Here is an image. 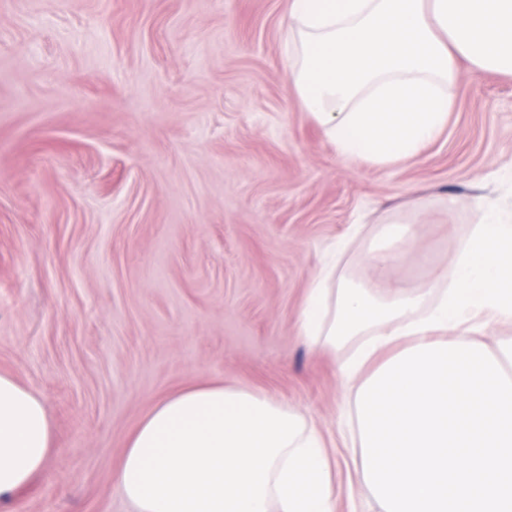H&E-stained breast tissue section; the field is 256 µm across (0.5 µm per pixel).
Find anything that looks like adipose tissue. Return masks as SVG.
<instances>
[{
	"mask_svg": "<svg viewBox=\"0 0 512 512\" xmlns=\"http://www.w3.org/2000/svg\"><path fill=\"white\" fill-rule=\"evenodd\" d=\"M291 84L338 158L392 165L416 156L448 123L460 61L512 75V0H290ZM412 225H379L366 259L385 277ZM512 212L487 208L431 287L382 297L313 278L300 315L309 343L356 344L340 374L364 383L379 352L472 344L489 322L512 323ZM52 433L42 400L0 375V498L41 473ZM336 459L317 427L263 393L190 386L160 401L130 437L116 476L137 512H336Z\"/></svg>",
	"mask_w": 512,
	"mask_h": 512,
	"instance_id": "ef3b65f1",
	"label": "adipose tissue"
}]
</instances>
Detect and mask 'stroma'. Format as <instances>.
<instances>
[{
  "label": "stroma",
  "instance_id": "obj_1",
  "mask_svg": "<svg viewBox=\"0 0 512 512\" xmlns=\"http://www.w3.org/2000/svg\"><path fill=\"white\" fill-rule=\"evenodd\" d=\"M289 0H0V373L42 400L43 473L0 512H135L131 434L190 385L308 414L348 512L355 449L339 365L300 333L338 273L428 287L488 196L512 204V77L460 63L448 126L418 156L346 163L294 93ZM412 225L385 279L376 227Z\"/></svg>",
  "mask_w": 512,
  "mask_h": 512
}]
</instances>
